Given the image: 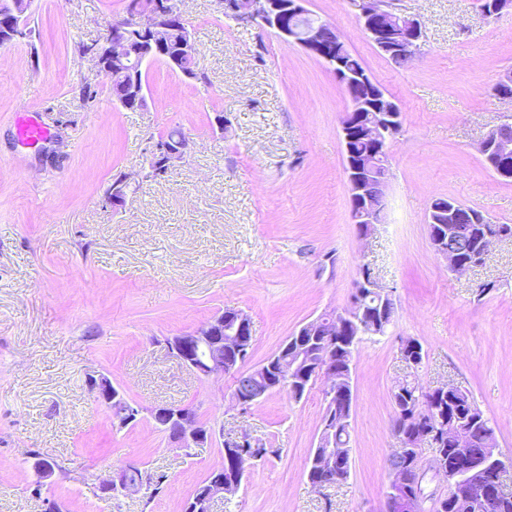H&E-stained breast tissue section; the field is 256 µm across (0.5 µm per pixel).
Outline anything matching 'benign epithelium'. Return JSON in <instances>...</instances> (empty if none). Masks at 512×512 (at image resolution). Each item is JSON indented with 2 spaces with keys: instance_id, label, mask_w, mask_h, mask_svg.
<instances>
[{
  "instance_id": "1",
  "label": "benign epithelium",
  "mask_w": 512,
  "mask_h": 512,
  "mask_svg": "<svg viewBox=\"0 0 512 512\" xmlns=\"http://www.w3.org/2000/svg\"><path fill=\"white\" fill-rule=\"evenodd\" d=\"M306 0H224V13L233 16L245 25L262 26L275 32L284 42L296 44L307 53L320 59L342 86L349 99V108L340 119V131L343 145L345 171L350 191L351 215L361 235L370 234L374 225L382 223L385 200H376L371 192V184L378 179L388 181L389 143L396 139L402 129L403 115L397 105L385 91L373 81L370 75L350 73L342 58L333 47H345L344 41L329 24L313 17L305 8ZM374 0H362L359 23L369 34L378 50L389 59L403 56L414 57L417 43L423 37L421 23L402 14L380 15L372 6ZM30 6L28 0L14 4L15 12L4 25L0 40L9 43L21 36L22 16ZM181 17L173 0H150L143 7L136 2L127 15V20L108 28L101 41L95 43L90 54L96 66L103 72L112 73V96L126 107L133 100L145 97L144 83L128 80L132 69L156 60L164 61L169 67L181 70V64L197 55V48L190 31H185L173 47L164 40L171 20ZM361 141L368 145L363 153L352 150L351 144ZM188 146V140L159 141L153 150L156 168L166 171L181 160ZM481 153L491 155L499 161L493 167L497 178L512 179V141L485 139L480 145ZM459 204L450 199L446 202L435 200L430 210L438 214L428 226L429 241L434 251L442 256L448 267L456 273H463L480 264L490 246L512 236V230L504 228L496 235L487 237L472 255V260L462 264L459 257L448 252L444 244L446 225L454 223ZM379 290L371 269L362 268L354 284V293L350 308L336 314V320L323 325L320 318L302 325L295 336L289 339L284 353L290 355L285 362L274 358L258 366L265 376L264 388L253 396L235 399L241 409H249L266 395L289 389L297 395L309 390L317 377L327 382V397L331 407L317 437L312 462L307 470V479L316 489L321 485L316 481L318 472L335 470L350 462V456L336 448L335 408H341L343 419L352 417L353 385H348L335 401L336 383V338L350 334L349 320L364 312L363 299L369 291ZM249 317L240 310L226 309L216 313L208 321L193 331L170 338L167 348L170 354L186 369L199 376L224 373V368L232 362L242 363L249 351ZM313 337L320 348V360L311 362L304 356L309 344L304 337ZM89 385L97 400L112 411L113 423L119 427L135 424L141 410L123 403L121 392L112 385V381L103 374L89 377ZM156 427L168 435L177 448L203 447L213 442L216 431L202 424L195 410L188 406L158 405L150 412ZM472 423L470 419H450L448 424L427 434L420 442L414 436L400 434L399 452L407 460V469L392 474L384 495L383 512H416V506L422 496L421 482L424 477L423 466L418 462L416 449L423 446H435L434 465L431 470L437 476L447 479L448 488L474 503L485 506L496 504L494 485L489 480L470 474V465L461 460L451 470L446 456L440 448L442 437H448V444L456 448L466 447V429ZM243 433L224 441V452L239 459L240 464L231 472L220 469L209 474L196 492L184 504L183 512H212L216 499L236 492L244 478L246 468L252 459ZM117 483L118 492H136L141 488L137 480L120 479L119 469L110 471L100 484L102 493L112 494V483Z\"/></svg>"
}]
</instances>
